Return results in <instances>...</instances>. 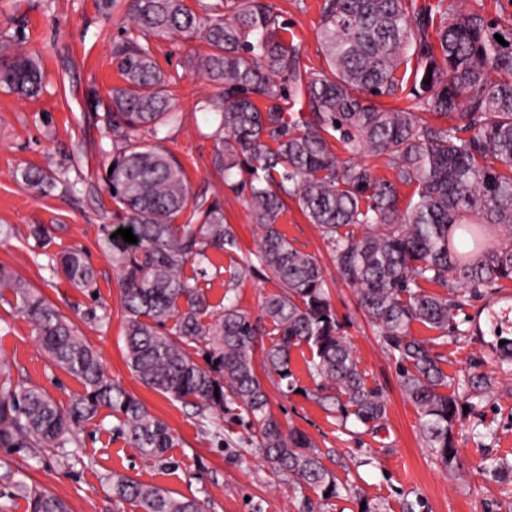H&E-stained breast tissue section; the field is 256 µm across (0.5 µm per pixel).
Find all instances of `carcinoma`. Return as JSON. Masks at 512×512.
Returning <instances> with one entry per match:
<instances>
[{
  "instance_id": "carcinoma-1",
  "label": "carcinoma",
  "mask_w": 512,
  "mask_h": 512,
  "mask_svg": "<svg viewBox=\"0 0 512 512\" xmlns=\"http://www.w3.org/2000/svg\"><path fill=\"white\" fill-rule=\"evenodd\" d=\"M126 18L112 42L122 84L110 89L104 115L95 118L112 138L113 170L104 177L106 189L115 190L112 231L130 228L137 237L135 244L108 238L131 371L202 418L232 405L244 411L263 461L317 495L303 497L298 512H320L339 494L312 440L272 413L254 364L262 336H277L263 350L264 370L293 391L291 352L305 346L320 401L342 423L351 418L374 434L386 418L383 391L367 385L340 332L321 266L278 228L291 200L317 225L399 366L402 390L419 412L420 444L452 464L460 405L493 380L473 377L448 392L443 356L413 336L412 325L453 330L473 297L512 282V19H490L464 0H324L319 39L328 71L315 73L302 67L270 0H128ZM172 37L199 43L202 50L185 66L218 89L197 101V110L219 117L210 134L212 169L224 177L251 169L244 186L260 231L254 252L238 255V232L221 202L194 193L182 164L161 144L162 129L178 113L152 40ZM9 42L0 43V87L39 96V54L8 53ZM403 97L406 108L380 103ZM290 98L305 106L290 112L279 104ZM425 111L439 122L424 119ZM339 146L347 158L336 153ZM366 154L383 157L393 179L356 161ZM16 175L43 194L76 189L64 169L23 167ZM400 186L412 188L404 204ZM490 225L501 230L493 244ZM211 251L233 262L218 309L200 286L221 274L210 273ZM55 261L75 287H94L84 251H64ZM258 270L276 279L279 291L265 297L262 317L253 319L231 293ZM426 284L448 295L429 294ZM0 301L33 326L51 363L83 387L64 407L39 388L13 384L0 360V450L25 457L56 449L67 458L77 429L107 408L130 447L166 464L165 452L178 445L168 425L109 377L44 295L4 266ZM190 343L200 345L194 356ZM0 480L8 488L0 498L23 499L28 512H70L66 501L10 471ZM109 481L114 499L139 512H203L198 500L154 484L121 474Z\"/></svg>"
}]
</instances>
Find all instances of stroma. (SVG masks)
<instances>
[{"label":"stroma","instance_id":"obj_1","mask_svg":"<svg viewBox=\"0 0 512 512\" xmlns=\"http://www.w3.org/2000/svg\"><path fill=\"white\" fill-rule=\"evenodd\" d=\"M271 2L287 22L302 64L313 72L325 71L318 41L322 0ZM124 16L121 9L103 14L101 0H0V30L20 33L23 48L41 55L45 74V90L38 98L23 99L0 89V226L10 228L9 237L0 238V264L11 267L66 316L99 352L108 375L143 401L180 443L167 450L166 464H159L113 433L112 412L103 408L79 430L71 457L5 455L0 466L21 470L27 483L60 496L71 512H135L132 505L120 507L114 501L107 478L115 473L199 500L207 512H295L307 490L259 458L254 429L231 413L212 422L199 419L191 407L144 387L127 367L120 292L106 244L105 228L113 223L106 192L94 198L84 191L65 195L56 190L44 196L14 177L18 168L53 161L67 163L70 178L98 180L111 158L112 141L96 123L87 94L93 88L104 96L120 83L112 41L121 35ZM194 47L178 37L153 42L160 69L177 79L180 122L169 129L164 146L184 165L195 192L221 201L247 253L256 250L258 241L241 188L247 175L236 172L226 180L210 166V134L217 120L215 114L196 111L195 105L213 88L184 66ZM34 224L50 229L45 247L27 243ZM279 228L293 246L317 258L341 332L354 345L368 385L380 387L387 399L385 427L371 436L358 433L354 423H341L321 405L318 382L305 365L308 348L291 354L296 390H287L277 376L263 375L275 416L307 434L336 475L340 495L328 500L322 512H358L360 495L381 504L384 512H405L409 505L415 512H512V485L488 471L499 460L512 461V365L498 357L488 320L489 312H496L505 331H512V282L459 312V333L443 337L420 324L412 327L414 336L445 355L443 370L450 384L477 375L495 379L494 387L472 399L462 413L455 429L458 456L448 468L421 447L418 410L401 388L398 367L384 352L354 289L339 276L320 231L293 202ZM72 247L85 251L97 274L96 291L74 287L54 270L53 258ZM0 358L10 364L14 383L43 388L60 404L82 390L50 363L32 326L4 304Z\"/></svg>","mask_w":512,"mask_h":512}]
</instances>
